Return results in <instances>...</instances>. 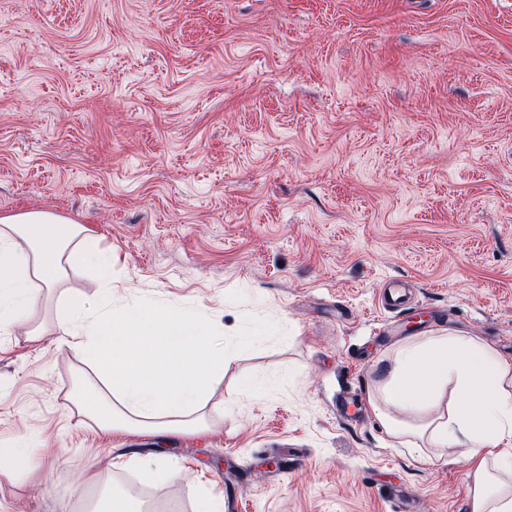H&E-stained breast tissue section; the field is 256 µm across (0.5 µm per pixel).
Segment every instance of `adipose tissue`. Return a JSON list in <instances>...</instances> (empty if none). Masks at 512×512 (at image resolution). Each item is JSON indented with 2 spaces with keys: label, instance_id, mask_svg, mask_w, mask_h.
Segmentation results:
<instances>
[{
  "label": "adipose tissue",
  "instance_id": "ef3b65f1",
  "mask_svg": "<svg viewBox=\"0 0 512 512\" xmlns=\"http://www.w3.org/2000/svg\"><path fill=\"white\" fill-rule=\"evenodd\" d=\"M80 268L102 282L97 309L64 288ZM37 288L55 297L52 327L37 319ZM19 320L30 341L58 331L93 363L99 382L79 405L101 432L209 430L208 394L231 354L192 309L117 304L112 256L84 225L40 210L0 214V333ZM368 401L396 444L418 457L467 447L471 512H512V359L458 331L406 338L392 346Z\"/></svg>",
  "mask_w": 512,
  "mask_h": 512
}]
</instances>
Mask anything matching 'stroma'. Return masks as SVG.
I'll use <instances>...</instances> for the list:
<instances>
[{"label": "stroma", "instance_id": "1", "mask_svg": "<svg viewBox=\"0 0 512 512\" xmlns=\"http://www.w3.org/2000/svg\"><path fill=\"white\" fill-rule=\"evenodd\" d=\"M112 252L125 303L199 309L235 355L202 435L104 434L94 368L0 334V512H471L474 471L394 447L391 346L512 357V0H0V212ZM398 282V309L376 292ZM30 466V457L26 448L18 442H0V470L26 469Z\"/></svg>", "mask_w": 512, "mask_h": 512}]
</instances>
